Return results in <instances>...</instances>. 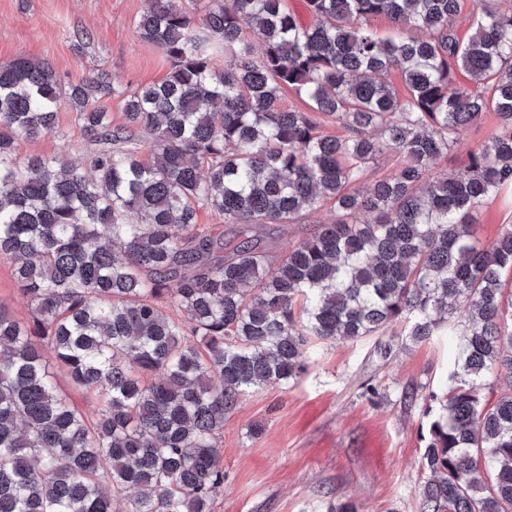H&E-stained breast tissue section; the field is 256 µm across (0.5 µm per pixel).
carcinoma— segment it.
Here are the masks:
<instances>
[{
    "label": "carcinoma",
    "mask_w": 512,
    "mask_h": 512,
    "mask_svg": "<svg viewBox=\"0 0 512 512\" xmlns=\"http://www.w3.org/2000/svg\"><path fill=\"white\" fill-rule=\"evenodd\" d=\"M200 2L145 0L136 35L169 72L120 125L98 105L112 83L65 85L24 54L0 65V259L31 309L25 323L0 303V512H213L240 396L299 377L309 336L401 320L414 342L458 326L426 410L421 512H512V224L489 245L475 228L512 193V9H485L462 40L460 0ZM378 17L400 34L378 37ZM286 89L308 111L284 108ZM64 101L97 145L87 162L17 158ZM489 112L496 131L437 171ZM321 114L346 134L321 132ZM387 153L395 173L361 191ZM323 201L335 218L270 266L257 230ZM204 209L229 231L199 223Z\"/></svg>",
    "instance_id": "obj_1"
}]
</instances>
